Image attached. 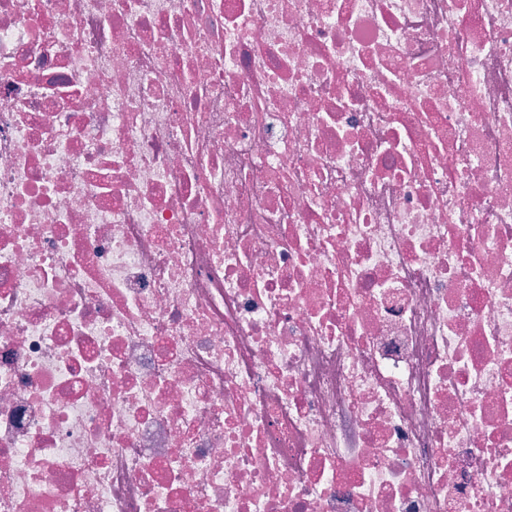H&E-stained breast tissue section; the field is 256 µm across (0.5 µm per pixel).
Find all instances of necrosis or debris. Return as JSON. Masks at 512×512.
I'll return each mask as SVG.
<instances>
[{"instance_id":"obj_1","label":"necrosis or debris","mask_w":512,"mask_h":512,"mask_svg":"<svg viewBox=\"0 0 512 512\" xmlns=\"http://www.w3.org/2000/svg\"><path fill=\"white\" fill-rule=\"evenodd\" d=\"M0 512H512V0H0Z\"/></svg>"}]
</instances>
